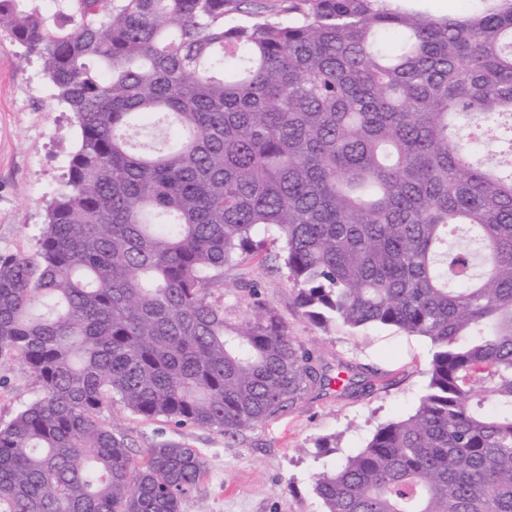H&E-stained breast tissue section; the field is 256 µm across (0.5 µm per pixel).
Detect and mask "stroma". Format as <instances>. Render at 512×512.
Wrapping results in <instances>:
<instances>
[{"instance_id": "stroma-1", "label": "stroma", "mask_w": 512, "mask_h": 512, "mask_svg": "<svg viewBox=\"0 0 512 512\" xmlns=\"http://www.w3.org/2000/svg\"><path fill=\"white\" fill-rule=\"evenodd\" d=\"M80 140L71 113L52 96L40 62L9 34L0 33V252L30 254L60 190ZM261 247L224 268L215 289L232 321L246 319L261 300L310 349L328 373L353 369L357 384L343 391L310 389L299 400L236 438L205 428H177L113 405L104 417L128 435L134 450L174 441L205 462L197 498L183 512H322L312 490L316 474L332 470L365 445L375 430L412 414L426 392L430 341L385 326L353 329L309 319L288 272L276 259L275 230L261 232ZM40 394L18 359L0 362V422Z\"/></svg>"}]
</instances>
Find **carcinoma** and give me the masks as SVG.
Wrapping results in <instances>:
<instances>
[{
    "mask_svg": "<svg viewBox=\"0 0 512 512\" xmlns=\"http://www.w3.org/2000/svg\"><path fill=\"white\" fill-rule=\"evenodd\" d=\"M0 0L81 142L31 255L0 254V361L41 395L0 423V512H183L180 442L353 384L210 288L273 227L312 320L430 340L427 393L315 478L324 512H512V0ZM400 3L437 18L455 17L478 6L476 0H406Z\"/></svg>",
    "mask_w": 512,
    "mask_h": 512,
    "instance_id": "cac0c4a2",
    "label": "carcinoma"
}]
</instances>
